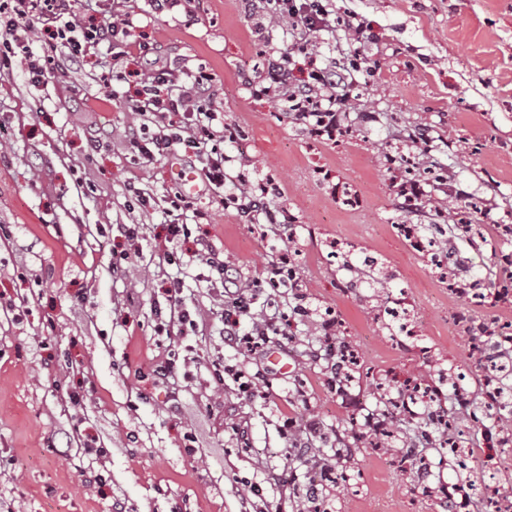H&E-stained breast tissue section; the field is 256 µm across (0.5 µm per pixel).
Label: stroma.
<instances>
[{
	"mask_svg": "<svg viewBox=\"0 0 512 512\" xmlns=\"http://www.w3.org/2000/svg\"><path fill=\"white\" fill-rule=\"evenodd\" d=\"M113 0H76L89 24L111 16ZM137 39L161 60H179L213 76L211 105L237 128L223 144L234 159L223 193L197 187L182 220L192 241L171 244L183 265L156 245L170 221L166 199L184 185L173 153L142 163L124 139L142 119L130 109L136 81L111 87L106 48L41 84L29 81L24 58L0 72V512H308L318 488L331 512H436L414 469L399 467L416 445L430 487L459 486L472 512L498 493L512 501V445L482 452V435L455 405L457 390L474 406L485 399L473 342L449 328L460 313L478 321L512 320V297L497 295L499 258L512 254V0H328L329 26L307 51L291 46L285 27L257 30L261 0H191L188 9L155 12L150 0H122ZM367 31L354 41L348 23ZM290 50L295 82L335 62L350 95L335 140L314 138L282 104L253 86L268 57ZM426 146L408 150L417 173L434 169L421 205L406 207L385 157L409 131ZM103 132L88 153L86 138ZM249 187L269 181L281 191L267 211L290 212L291 235L222 204L237 175ZM155 205L129 209L128 185ZM466 192L481 210L482 236L462 232L448 201ZM138 224L128 242L117 230ZM419 225L437 235L449 263L481 295L449 291L427 259L393 231ZM206 240L243 278L292 256L297 289L256 291L241 332L262 327L269 300L281 304L279 331L263 358L224 342L231 306L221 283L195 259ZM344 244L340 256L328 248ZM377 257L369 266V257ZM181 279L196 321L184 334L159 332L171 279ZM405 297L428 345L395 338L381 312ZM305 303L310 313L293 311ZM338 327L324 331L321 310ZM355 350L359 363L346 397L327 390L329 344ZM172 363L168 381L156 366ZM256 374L250 390L219 366ZM456 439L474 447L465 466L440 463L441 451L417 445L425 414H402L387 444L363 436L365 416L385 408V392L439 383ZM297 421L284 436L286 417ZM317 419L319 431L308 422ZM324 449L344 477L323 483L312 452Z\"/></svg>",
	"mask_w": 512,
	"mask_h": 512,
	"instance_id": "stroma-1",
	"label": "stroma"
}]
</instances>
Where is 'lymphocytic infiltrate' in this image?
<instances>
[{
    "mask_svg": "<svg viewBox=\"0 0 512 512\" xmlns=\"http://www.w3.org/2000/svg\"><path fill=\"white\" fill-rule=\"evenodd\" d=\"M265 4L267 13L286 19L289 33L299 42L326 22L327 10L321 0H265ZM74 5L75 0H0V70L11 69L18 49H24L31 32L36 31L46 40L47 48L39 58L26 52L31 82L38 84L54 77L55 56L75 62L101 45L107 47L114 61L107 82L115 86L125 82L127 74L120 68V60L132 54L147 57L151 46L136 38L129 16L117 14L111 23L85 26L77 20ZM288 62V56H281L279 66L270 67L265 76L285 110L299 120L322 113L330 116L332 125H339L349 100L341 75L326 66L312 72L310 81L298 85ZM180 74V66L169 64L149 65L142 74L131 109L161 120L162 125L152 136H131L127 147L138 159L150 162L181 149L195 151L211 144L202 173L209 187L222 188L228 158L214 144L227 138L229 128L206 106L212 78L200 71L184 82Z\"/></svg>",
    "mask_w": 512,
    "mask_h": 512,
    "instance_id": "f902f5d3",
    "label": "lymphocytic infiltrate"
}]
</instances>
